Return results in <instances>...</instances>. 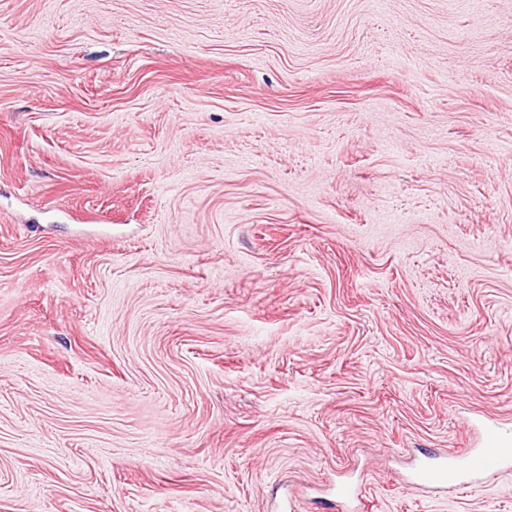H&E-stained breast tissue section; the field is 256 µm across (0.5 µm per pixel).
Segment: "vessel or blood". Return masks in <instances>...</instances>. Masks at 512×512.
Masks as SVG:
<instances>
[{
  "label": "vessel or blood",
  "mask_w": 512,
  "mask_h": 512,
  "mask_svg": "<svg viewBox=\"0 0 512 512\" xmlns=\"http://www.w3.org/2000/svg\"><path fill=\"white\" fill-rule=\"evenodd\" d=\"M511 464L512 443L493 434L482 448L422 463L414 474V482L420 486L452 488Z\"/></svg>",
  "instance_id": "1"
}]
</instances>
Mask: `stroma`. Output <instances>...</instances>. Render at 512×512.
Returning a JSON list of instances; mask_svg holds the SVG:
<instances>
[{"instance_id":"1","label":"stroma","mask_w":512,"mask_h":512,"mask_svg":"<svg viewBox=\"0 0 512 512\" xmlns=\"http://www.w3.org/2000/svg\"><path fill=\"white\" fill-rule=\"evenodd\" d=\"M512 0H0V512H512ZM511 446L507 440L491 434L483 448L422 463L414 474V482L437 488L470 484L477 476L497 472L512 463Z\"/></svg>"}]
</instances>
